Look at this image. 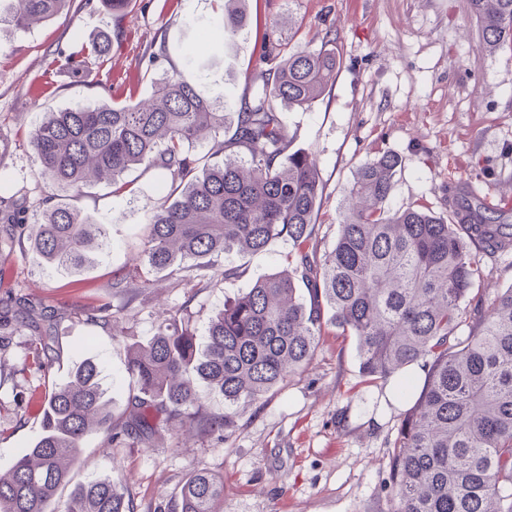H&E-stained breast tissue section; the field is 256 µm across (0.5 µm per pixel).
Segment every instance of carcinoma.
Segmentation results:
<instances>
[{
  "label": "carcinoma",
  "mask_w": 512,
  "mask_h": 512,
  "mask_svg": "<svg viewBox=\"0 0 512 512\" xmlns=\"http://www.w3.org/2000/svg\"><path fill=\"white\" fill-rule=\"evenodd\" d=\"M10 22L21 30L55 17L76 0H11ZM246 0H224L217 22L236 31ZM485 48L512 50V0H468ZM107 35L79 51H58L75 74L108 62ZM332 30L324 48L283 52L268 39L262 58L283 56L263 76L262 90L241 104L235 128L224 106L202 96L178 74L154 80L146 101L75 106L42 113L29 143L43 183L33 217L30 200L0 197L10 235L30 240L49 265L79 270L108 244L96 224L66 202L92 179L128 191L124 174L139 165L164 171L163 195L146 206L147 232L135 267L141 280L112 287L134 296L150 276L194 268L212 283L241 276L224 268V254L292 242L288 266L256 280L211 318L203 345L190 314L176 309L145 343L129 346L128 414L115 416L87 360L69 380L33 394L43 434L0 476V512H51L84 437L152 447L191 428L201 437L233 427L238 409L253 404L301 371L333 325L356 340L359 367L371 379H396L398 396L413 391L407 371L426 370L413 410L402 420L390 460L394 512H512V286L479 311L467 339L456 340L460 301L479 276L477 255L512 246L502 215L471 200H455L444 219L423 208L391 205L401 160L384 153L361 165L346 189L351 205L339 215L336 243L318 263L306 249L317 237L320 178L309 152L288 151L277 108H307L328 91L340 67ZM209 147L201 155L197 149ZM239 147L247 157H208ZM112 303L86 311L90 322H112ZM61 314L21 296L0 306V326L32 331V363L53 362ZM224 397V413L206 411L197 384ZM224 479L195 471L182 485L175 512H221ZM60 512H134L133 501L110 478L76 487Z\"/></svg>",
  "instance_id": "obj_1"
}]
</instances>
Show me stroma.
Segmentation results:
<instances>
[{
	"label": "stroma",
	"mask_w": 512,
	"mask_h": 512,
	"mask_svg": "<svg viewBox=\"0 0 512 512\" xmlns=\"http://www.w3.org/2000/svg\"><path fill=\"white\" fill-rule=\"evenodd\" d=\"M245 26L206 35L214 0H132L115 16L105 0L24 30L0 31V196H17L42 180L29 147L41 113L104 101L148 99L158 74L178 72L235 119L268 65L259 55L265 35L287 46H322L336 29L341 68L332 88L309 108H282L290 150L317 159L323 185L318 249L332 248L345 190L360 165L384 153L399 157L390 200L394 208L425 207L445 214L460 193L512 196V52L488 53L467 0H247ZM111 34V59L76 78L51 52L76 51ZM160 57L139 67L144 53ZM116 195L105 182L87 185L74 202L83 215L108 225L110 244L79 271L40 263L28 241L0 244V300L26 296L69 313L48 371L30 366L27 335L0 329V474L42 434L30 404L35 387H54L86 357H95L115 414L130 393L126 346L154 336L165 309L187 308L198 335L225 301L256 279L285 267V240L225 266L244 265L236 280L202 287L193 272L163 278L136 299L111 292L116 274L132 269L144 231L145 204L166 182L163 171L136 167ZM481 276L461 303L459 335L476 319L479 295L512 286V252L485 254ZM123 310L125 323L107 325L75 314L102 297ZM413 398L359 370L356 343L326 327L309 366L259 402L241 407L223 436L181 434L157 448L85 438L71 486L112 477L138 512H172L175 495L193 471L224 480L222 512H393L391 451Z\"/></svg>",
	"instance_id": "obj_1"
}]
</instances>
